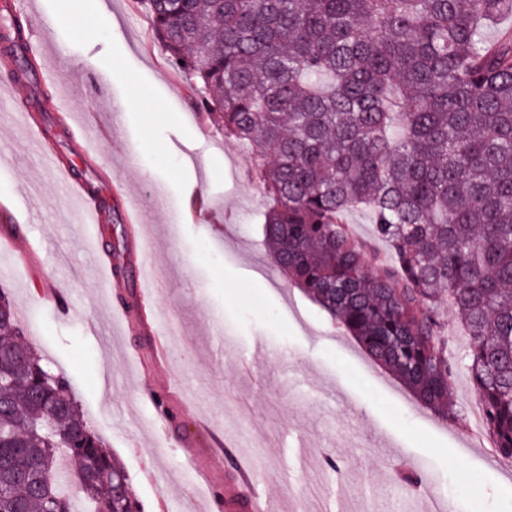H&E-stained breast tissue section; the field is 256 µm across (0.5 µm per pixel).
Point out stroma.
I'll list each match as a JSON object with an SVG mask.
<instances>
[{"instance_id":"35a3bbf8","label":"stroma","mask_w":512,"mask_h":512,"mask_svg":"<svg viewBox=\"0 0 512 512\" xmlns=\"http://www.w3.org/2000/svg\"><path fill=\"white\" fill-rule=\"evenodd\" d=\"M2 14L40 48L0 51V201L11 204L0 242L42 249L31 261L20 248L0 254V289L144 512H212L233 469L230 434L267 440L254 455L270 512H409L406 463L454 512H512V460L484 431L467 370L452 378L457 418L443 420L277 270L258 172L201 113L140 0H0ZM134 91L138 106L125 107ZM88 118L100 124L89 142L78 136ZM29 122L94 189L105 216L96 233L34 149ZM101 259L123 279L105 281ZM129 301L123 325L113 313ZM157 311L179 323L180 341L147 333ZM210 452L207 489L190 457Z\"/></svg>"}]
</instances>
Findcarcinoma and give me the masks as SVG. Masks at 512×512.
<instances>
[{"instance_id": "carcinoma-1", "label": "carcinoma", "mask_w": 512, "mask_h": 512, "mask_svg": "<svg viewBox=\"0 0 512 512\" xmlns=\"http://www.w3.org/2000/svg\"><path fill=\"white\" fill-rule=\"evenodd\" d=\"M141 2L199 109L256 149L277 268L447 421L448 292L483 429L512 459V35L483 36L512 0ZM355 208L390 263L349 231ZM0 512H142L4 292ZM438 312L443 335L448 340V353L457 363L467 348L469 340L462 329L454 304L448 301V292L439 297Z\"/></svg>"}]
</instances>
